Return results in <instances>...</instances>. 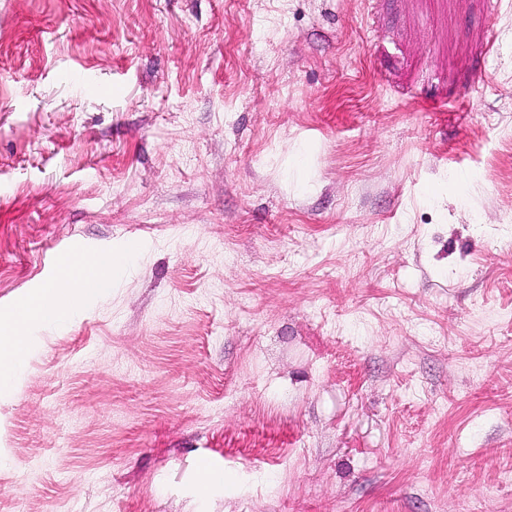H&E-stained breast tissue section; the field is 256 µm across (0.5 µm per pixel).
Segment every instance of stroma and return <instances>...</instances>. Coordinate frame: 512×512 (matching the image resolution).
Returning a JSON list of instances; mask_svg holds the SVG:
<instances>
[{"instance_id": "obj_1", "label": "stroma", "mask_w": 512, "mask_h": 512, "mask_svg": "<svg viewBox=\"0 0 512 512\" xmlns=\"http://www.w3.org/2000/svg\"><path fill=\"white\" fill-rule=\"evenodd\" d=\"M132 240L0 512H512V0H0V327Z\"/></svg>"}]
</instances>
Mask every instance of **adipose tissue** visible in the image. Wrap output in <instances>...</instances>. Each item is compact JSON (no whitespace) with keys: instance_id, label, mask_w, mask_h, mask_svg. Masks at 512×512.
<instances>
[{"instance_id":"1","label":"adipose tissue","mask_w":512,"mask_h":512,"mask_svg":"<svg viewBox=\"0 0 512 512\" xmlns=\"http://www.w3.org/2000/svg\"><path fill=\"white\" fill-rule=\"evenodd\" d=\"M132 251L121 255L72 256L61 263V275L56 284L46 288L33 303L29 319H14L9 330L0 333V375L9 376L24 362L29 336L28 323L51 324L79 310V299L73 292L76 283H86L95 277L98 284H106L114 267L128 263Z\"/></svg>"}]
</instances>
